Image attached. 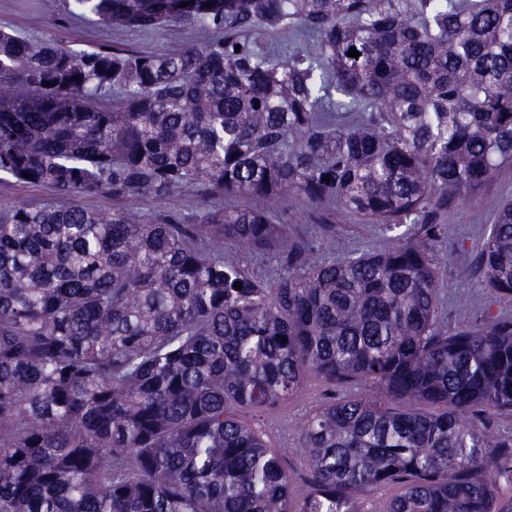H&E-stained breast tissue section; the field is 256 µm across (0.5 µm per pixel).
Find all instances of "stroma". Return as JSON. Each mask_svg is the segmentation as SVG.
Listing matches in <instances>:
<instances>
[{
  "instance_id": "35a3bbf8",
  "label": "stroma",
  "mask_w": 512,
  "mask_h": 512,
  "mask_svg": "<svg viewBox=\"0 0 512 512\" xmlns=\"http://www.w3.org/2000/svg\"><path fill=\"white\" fill-rule=\"evenodd\" d=\"M0 29L14 31L31 44L55 41L75 50L117 46L143 53H164L181 45L182 25L151 30H115L97 24L90 14L75 10L73 0H0ZM512 198V170L501 171L486 187L450 210L439 236L448 240V253L441 256L443 300L439 318L449 332L481 326L487 315L512 320V299H492L476 265L480 244L494 224L502 200ZM292 237L306 240L315 258L344 257L379 252L390 241L381 226L356 217H342L331 230L303 222L290 225ZM372 384L359 382L334 389L321 379L308 377L288 398L264 410L244 408L238 417L259 431L275 448L287 469L294 499L307 489V464L300 427L312 413L335 398L372 396Z\"/></svg>"
}]
</instances>
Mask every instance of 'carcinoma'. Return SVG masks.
Listing matches in <instances>:
<instances>
[{"label": "carcinoma", "instance_id": "carcinoma-1", "mask_svg": "<svg viewBox=\"0 0 512 512\" xmlns=\"http://www.w3.org/2000/svg\"><path fill=\"white\" fill-rule=\"evenodd\" d=\"M74 5L190 28L157 54L0 30V175L67 199L0 210V512H360L391 484L374 512H512V435L470 420L512 413V321L448 334L430 232L512 167V0ZM181 192L191 221L129 207ZM329 204L391 245L312 260L288 225ZM479 259L512 298V199ZM310 375L377 394L302 425L297 504L235 410ZM224 256L230 259H240L249 270L257 276L267 277L276 268V258L271 254L261 256H243L234 249L224 246Z\"/></svg>", "mask_w": 512, "mask_h": 512}]
</instances>
